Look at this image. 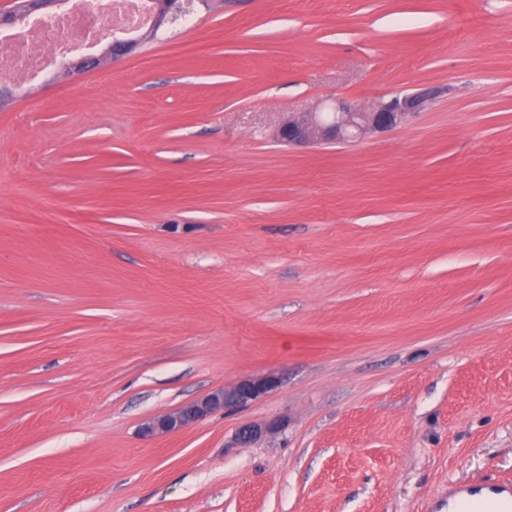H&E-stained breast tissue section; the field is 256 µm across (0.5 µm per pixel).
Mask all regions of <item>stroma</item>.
Wrapping results in <instances>:
<instances>
[{"label":"stroma","mask_w":512,"mask_h":512,"mask_svg":"<svg viewBox=\"0 0 512 512\" xmlns=\"http://www.w3.org/2000/svg\"><path fill=\"white\" fill-rule=\"evenodd\" d=\"M422 86L386 135L274 136ZM486 479L512 480V0H197L0 110V512H430ZM276 385L272 376L244 380L228 389H217L179 409L151 418L142 426L145 436L166 435L224 409L244 406Z\"/></svg>","instance_id":"stroma-1"}]
</instances>
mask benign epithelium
<instances>
[{
	"instance_id": "benign-epithelium-1",
	"label": "benign epithelium",
	"mask_w": 512,
	"mask_h": 512,
	"mask_svg": "<svg viewBox=\"0 0 512 512\" xmlns=\"http://www.w3.org/2000/svg\"><path fill=\"white\" fill-rule=\"evenodd\" d=\"M65 4L66 0H15L12 9L0 13V26L13 27L34 15L55 12ZM181 11L179 0H157L152 29H159ZM142 40L141 36L116 38L99 53L68 59L64 69L72 73L99 69L108 60L116 61L131 53ZM440 94L437 87H421L411 93L391 95L367 110L339 100L331 112H300L289 116L279 127L278 138L285 145L298 146L314 141L353 142L367 134H385L425 111ZM275 385L276 379L266 376L244 380L228 389H217L175 411L151 418L142 426V433L157 436L178 432L220 410L244 406Z\"/></svg>"
}]
</instances>
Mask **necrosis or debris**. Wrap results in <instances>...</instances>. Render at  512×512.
Returning a JSON list of instances; mask_svg holds the SVG:
<instances>
[{"label": "necrosis or debris", "mask_w": 512, "mask_h": 512, "mask_svg": "<svg viewBox=\"0 0 512 512\" xmlns=\"http://www.w3.org/2000/svg\"><path fill=\"white\" fill-rule=\"evenodd\" d=\"M147 5V0H110L102 18L94 0H67L42 21L0 28V76L19 85L34 84L59 60L90 52L122 31L147 28Z\"/></svg>", "instance_id": "necrosis-or-debris-1"}]
</instances>
